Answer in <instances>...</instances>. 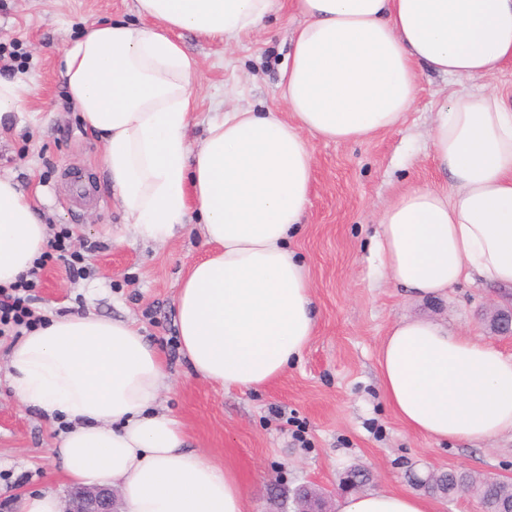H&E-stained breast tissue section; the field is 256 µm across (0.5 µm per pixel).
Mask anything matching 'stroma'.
I'll return each mask as SVG.
<instances>
[{
    "label": "stroma",
    "mask_w": 512,
    "mask_h": 512,
    "mask_svg": "<svg viewBox=\"0 0 512 512\" xmlns=\"http://www.w3.org/2000/svg\"><path fill=\"white\" fill-rule=\"evenodd\" d=\"M99 22L143 24L135 0H0V75L24 81L30 114L0 139V175L39 193L50 229L70 228L71 248L87 269L75 277L57 257L48 258L36 303L41 315L91 312L136 320L160 350L168 375L158 406L181 424L188 447L237 472L248 512H270L276 500L294 512L293 492L304 484L335 503L348 494L346 479L357 467L368 473L369 491L418 495L414 476L448 469L512 482V437L439 444L410 433L383 397L377 366L388 329L405 317L434 318L512 354V337L490 335L485 321L512 291L467 279L447 298L416 302L384 275L373 251L386 205L410 186L448 184L428 140L437 104L485 87L512 101V62L495 77L465 84L422 75L401 125L364 141L313 140L309 204L290 247L308 266L315 334L276 381L255 391H227L195 374L177 336L178 288L188 266L209 250L199 215L190 213L187 224L160 241L126 228L120 201L105 184L103 147L82 125L60 81L64 49L85 25ZM293 25L283 10L230 45L181 32L184 50L197 62L191 141L235 107L284 111L277 81ZM10 346L0 341V512H19L23 495L49 487L64 498L71 491L50 450L63 425L14 396L5 378Z\"/></svg>",
    "instance_id": "obj_1"
}]
</instances>
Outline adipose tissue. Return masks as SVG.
<instances>
[{
    "label": "adipose tissue",
    "instance_id": "1",
    "mask_svg": "<svg viewBox=\"0 0 512 512\" xmlns=\"http://www.w3.org/2000/svg\"><path fill=\"white\" fill-rule=\"evenodd\" d=\"M281 0H136L142 27L94 24L64 51L60 77L135 232L171 235L196 211L211 244L176 306L181 350L202 378L256 390L279 377L316 328L307 267L289 248L309 201L311 138L360 141L399 124L422 73L460 82L512 61V0H290L299 17L279 87L290 112L235 109L197 146L187 129L196 66L181 30L240 41ZM448 188L413 187L382 211L374 249L391 280L421 299L471 276L512 286V108L461 92L428 131ZM35 197L0 175V285L42 256ZM383 396L435 442L512 434V355L426 317L394 324L379 351ZM20 400L64 430L53 450L73 485H106L126 512H247L237 473L185 445L156 408L160 352L130 320L67 314L8 352ZM336 512H433L422 496L352 493Z\"/></svg>",
    "mask_w": 512,
    "mask_h": 512
}]
</instances>
